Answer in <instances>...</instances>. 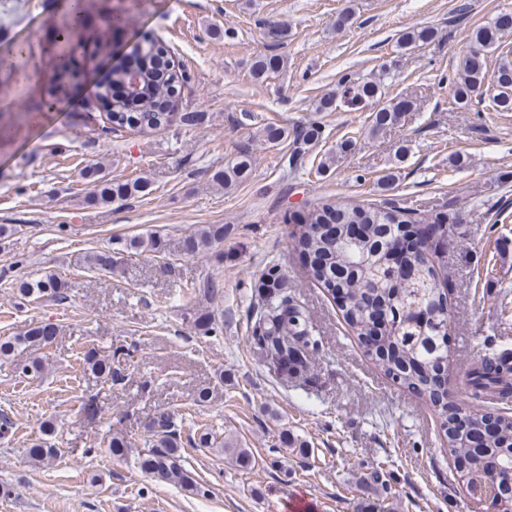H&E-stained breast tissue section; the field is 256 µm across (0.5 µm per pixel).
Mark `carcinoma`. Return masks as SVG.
Listing matches in <instances>:
<instances>
[{"mask_svg": "<svg viewBox=\"0 0 512 512\" xmlns=\"http://www.w3.org/2000/svg\"><path fill=\"white\" fill-rule=\"evenodd\" d=\"M118 24L107 14L99 25L94 54L111 55L112 32ZM512 35V21L497 18L493 23L479 26L471 33L470 49L457 61L455 78L451 79L453 104L458 108L469 105L472 94L484 84L496 87L493 111H512V57L500 58L494 71H488L485 54L497 50L502 39ZM435 39L429 27L404 31L397 40L399 50L405 52L428 44ZM169 54L167 47L152 40L135 51L140 65L134 71L142 79V87L132 98L139 102L141 111L131 112L127 100L112 99L105 112L107 125L103 129L118 132L124 128L140 132L157 130L178 121L196 126L201 117L197 112H176L185 73L180 67L160 68L155 58ZM284 66V58L266 53L255 57L250 74L256 81ZM128 68L117 63L99 73L96 96H106L111 86L123 83ZM385 94L383 79L358 81L344 78L340 93L320 99L316 111L333 112L342 102L353 110L367 105L375 106L373 130L379 131L398 121L402 112L412 110L413 101L403 98L382 104ZM264 141L277 145L292 139L287 165L306 156L318 141L320 131L311 125L301 132L290 133L288 128L268 122L262 128ZM253 167V156L244 151L230 163L216 170L212 180L228 189L246 180ZM85 179L93 185L92 203L109 206L152 192V182L146 176L125 181L108 180L90 169ZM414 206H375L342 204L329 199L309 209L293 237L295 247L309 259L310 279L338 301L346 324L356 335L365 355L386 376L408 392L429 400L441 408V430L446 438L448 454L464 457L468 467L461 473L463 483L471 471H512V412L501 409L494 428L485 421L487 413L477 402L490 393L504 400L512 395V361L501 358L493 350L483 355L469 369L465 390L475 403L466 407H448V319L451 311L443 289L439 287L434 257L447 233L445 219L430 214L431 233L417 239L415 250L401 252L396 248L403 228L416 222ZM224 242V225L209 224L196 230L184 240V253L195 256L209 252ZM128 252H152L164 255L167 241L158 233L134 236L124 241ZM88 268L112 273V251H96L84 257ZM260 287L258 304L259 326L254 340L266 354L279 363H288L293 369L305 366V354L316 348L317 339L301 306L292 303L287 283L276 267L268 269ZM64 283L53 275L24 280L18 285L19 295L33 300L62 297ZM59 333L53 323H33L21 335L0 342V357L9 355L20 346L26 348L49 344ZM86 363L100 377L112 379V360L90 350ZM179 433L168 416H160L150 428L148 447L138 451L137 463L141 471L158 481L172 483L185 492L205 496V488L188 470L180 453ZM108 450L119 459L132 452L131 443L121 435L111 437ZM222 451L235 457L242 468L252 463V453L246 448H233L225 443ZM28 455L37 463L56 459L57 451L47 443H37L28 449Z\"/></svg>", "mask_w": 512, "mask_h": 512, "instance_id": "1", "label": "carcinoma"}]
</instances>
